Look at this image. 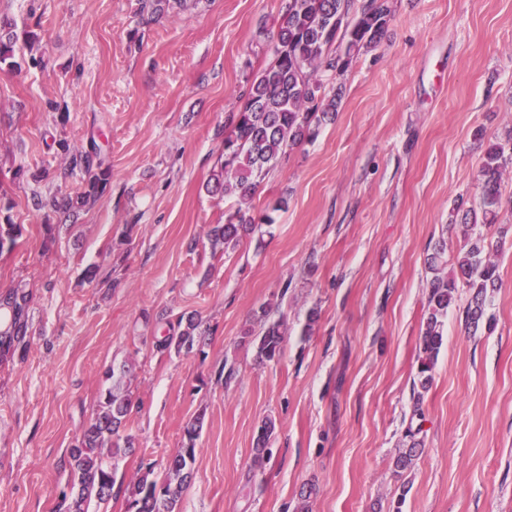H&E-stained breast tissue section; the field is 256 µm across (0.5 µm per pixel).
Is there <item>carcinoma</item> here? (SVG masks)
<instances>
[{"mask_svg":"<svg viewBox=\"0 0 512 512\" xmlns=\"http://www.w3.org/2000/svg\"><path fill=\"white\" fill-rule=\"evenodd\" d=\"M351 0H287L273 23L269 63L243 90V106L224 121L223 161L208 181V192L235 197L239 207L224 215V223L209 230L212 247L237 245L255 230V219L242 205L248 203L265 175L286 151L304 141H312L321 125L335 117L339 94L328 95L323 77L342 75L361 50L377 46L388 25L389 10L383 0H368L360 14L350 17ZM67 166L85 177L86 188L76 198L49 195L38 199L41 208H77L96 201L107 186L108 170L104 160L90 149L65 150ZM512 165V146L493 143L485 151L481 166L482 194L479 208L455 204L454 211L466 224L468 236L457 257L458 272L470 289L465 310L466 325L478 329L491 325L486 317L488 292L498 288L497 265L490 259V244L478 225L496 223L501 204L503 172ZM482 221H477V216ZM22 228L10 217L0 222V251L12 248ZM433 273L426 292V319L420 332L418 383L425 390L431 383L439 352L444 343V319L456 293V278L448 276L445 248L438 244L427 258ZM30 293L18 284L0 293V313L9 315L0 328V362L26 352L28 333L27 306ZM260 332L246 333L245 339L256 349L261 361L279 358L284 342V322L267 320L261 311ZM201 320L190 316L177 336L160 342L163 349L190 355L202 350ZM133 365L124 363L104 372L103 390L96 415L83 427L77 444L70 451L71 492L61 497L56 512H89L91 503L105 504L114 490L124 492L128 512H178L184 485L192 477L196 461V441L204 414H198L184 427L181 448L164 468V477L148 468L135 479L117 480L114 459L133 447V438L121 436L127 416L137 402L130 390ZM274 429L270 420L258 426L254 438V462L260 464L268 454V442ZM417 432L407 430L403 450L394 461L400 471L411 467L422 442Z\"/></svg>","mask_w":512,"mask_h":512,"instance_id":"cac0c4a2","label":"carcinoma"}]
</instances>
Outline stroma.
Returning a JSON list of instances; mask_svg holds the SVG:
<instances>
[{
  "instance_id": "obj_1",
  "label": "stroma",
  "mask_w": 512,
  "mask_h": 512,
  "mask_svg": "<svg viewBox=\"0 0 512 512\" xmlns=\"http://www.w3.org/2000/svg\"><path fill=\"white\" fill-rule=\"evenodd\" d=\"M283 4L187 0L152 20L140 0H0L18 36L0 65V208L23 227L0 251V292H31L26 354L0 364V512H55L102 373L124 362L140 404L119 477L162 472L204 417L180 512H296L308 485L309 512H388L401 493L403 512H512V232L491 254L493 329L466 326L458 286L413 395L426 258L442 243L455 259L454 205L478 206L486 145L512 140V0H387L380 43L327 84L335 119L251 199L273 224L215 254L208 229L237 202L206 185ZM93 143L104 193L71 216L38 208L82 192L64 150ZM92 264L108 283L84 281ZM264 308L286 324L271 362L243 341ZM189 314L203 354L159 348ZM412 424L422 451L399 473Z\"/></svg>"
}]
</instances>
